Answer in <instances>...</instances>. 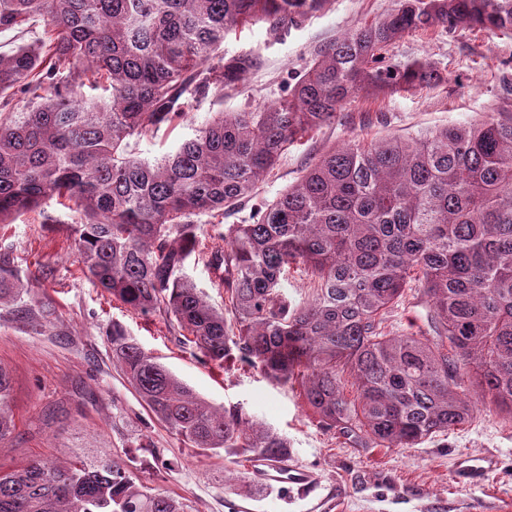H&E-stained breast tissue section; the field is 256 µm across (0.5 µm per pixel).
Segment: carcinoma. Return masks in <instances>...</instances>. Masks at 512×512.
<instances>
[{"label":"carcinoma","mask_w":512,"mask_h":512,"mask_svg":"<svg viewBox=\"0 0 512 512\" xmlns=\"http://www.w3.org/2000/svg\"><path fill=\"white\" fill-rule=\"evenodd\" d=\"M323 3L0 0V32L22 33L37 18L48 25L39 43L0 53V97L17 87L30 95L24 110L0 112V224L46 199L72 203L89 279L143 315L166 311L212 361L235 349L265 376L298 382L319 423L361 448H412L482 408L512 418L507 105L473 123L354 140L231 225L220 258L231 317L183 274L198 246L192 216L253 198L288 148L335 121L351 98L442 81L426 59L384 63L387 47L438 27L512 30V0H397L325 45L278 102L220 112L152 163L132 153V141L167 121L189 85L245 81L251 53L207 66L228 34L259 22L276 31ZM292 265L316 283L302 305L283 288ZM414 285L426 298V329L384 332L385 316ZM22 289L0 267V296ZM110 342L142 402L191 447L274 459L288 452L260 423L206 403L122 327L112 326ZM10 390L0 368V441L15 427ZM0 512L186 510L122 460L36 459L0 474Z\"/></svg>","instance_id":"cac0c4a2"}]
</instances>
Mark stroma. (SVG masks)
Here are the masks:
<instances>
[{
	"label": "stroma",
	"instance_id": "stroma-1",
	"mask_svg": "<svg viewBox=\"0 0 512 512\" xmlns=\"http://www.w3.org/2000/svg\"><path fill=\"white\" fill-rule=\"evenodd\" d=\"M395 6V0H327L324 8L278 31L266 24L228 35L223 57H259L236 90L189 86L178 116L137 140L134 152L155 161L218 112L273 103L287 95L317 49ZM394 61L426 59L444 79L434 86L350 101L334 123L290 147L239 212L195 216L202 254L184 274L203 299L228 309L211 255L230 225L273 201L326 152L356 139L477 120L512 104V31L439 29L389 47ZM77 213L56 200L0 224V263L26 285L21 300H0V366L11 381L13 433L0 441V472L31 459L74 462L91 453L130 461L152 491L181 499L186 512H512V419L482 410L461 429L412 448H357L321 426L299 384L272 382L231 353L218 364L181 335L166 312L138 313L84 275L70 226ZM186 382L209 404L253 418L288 442V452L316 477L313 492L289 497L283 484L248 473L251 452L214 455L185 444L148 411L112 361L113 326ZM492 457L482 485L455 478L461 456Z\"/></svg>",
	"mask_w": 512,
	"mask_h": 512
}]
</instances>
